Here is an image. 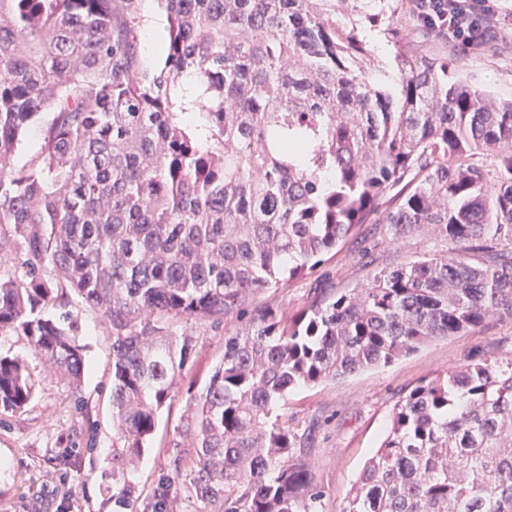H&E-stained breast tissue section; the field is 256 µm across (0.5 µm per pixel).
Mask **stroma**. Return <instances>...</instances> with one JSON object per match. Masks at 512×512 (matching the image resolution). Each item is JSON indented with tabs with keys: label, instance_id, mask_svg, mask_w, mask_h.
Listing matches in <instances>:
<instances>
[{
	"label": "stroma",
	"instance_id": "obj_1",
	"mask_svg": "<svg viewBox=\"0 0 512 512\" xmlns=\"http://www.w3.org/2000/svg\"><path fill=\"white\" fill-rule=\"evenodd\" d=\"M508 19L478 52L455 49L446 36L427 29L413 13V0H388L387 11L398 23L400 43L388 42L379 27L362 22V33L382 70L395 68L397 51L442 58L452 74L490 94L512 99V0H502ZM447 240L422 225L405 235L389 225L366 224L340 246L335 256L289 287L269 290L255 305L289 318L316 297L340 295L367 284L385 268L424 256H444ZM63 309L76 321V342L86 356L81 398L36 355L21 336L0 335V356L23 358L38 382L21 412L0 415V512H143L154 487L169 469L174 445L189 446L185 432L188 384L204 386L224 355L225 329L245 330L254 323L244 308L225 324L208 319L170 320V331L194 338L185 367L162 408L152 438L128 472L132 501L115 503L112 482V327L97 309L66 293ZM494 357L512 359V309L491 312L473 331L431 342L414 354L373 366L337 381L301 385L288 395V427L304 442L303 458L324 492L320 512H342L362 466L379 446L396 402L425 380L449 368Z\"/></svg>",
	"mask_w": 512,
	"mask_h": 512
}]
</instances>
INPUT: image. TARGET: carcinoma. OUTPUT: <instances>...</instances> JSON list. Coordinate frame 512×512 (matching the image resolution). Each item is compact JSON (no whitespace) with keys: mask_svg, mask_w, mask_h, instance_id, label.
I'll use <instances>...</instances> for the list:
<instances>
[{"mask_svg":"<svg viewBox=\"0 0 512 512\" xmlns=\"http://www.w3.org/2000/svg\"><path fill=\"white\" fill-rule=\"evenodd\" d=\"M360 0H157L163 61L145 66L141 0H0V224L24 273L0 274V335L23 336L80 396L74 291L112 323L115 502L192 351L174 317L222 323L312 272L364 224L431 225L451 246L224 333L148 508L184 474L214 512H318L323 491L280 412L299 385L391 363L512 308V101L397 52L381 83L345 17ZM205 100L190 111L191 96ZM53 114L17 168L27 124ZM491 153L494 170L473 161ZM419 185L392 207L411 174ZM36 381L0 356V414ZM343 512H512V360L471 361L394 406Z\"/></svg>","mask_w":512,"mask_h":512,"instance_id":"obj_1","label":"carcinoma"}]
</instances>
